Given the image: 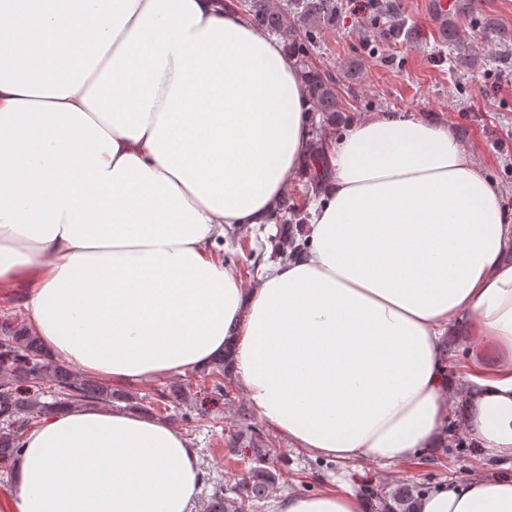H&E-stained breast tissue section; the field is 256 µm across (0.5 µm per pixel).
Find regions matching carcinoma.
<instances>
[{
  "label": "carcinoma",
  "mask_w": 512,
  "mask_h": 512,
  "mask_svg": "<svg viewBox=\"0 0 512 512\" xmlns=\"http://www.w3.org/2000/svg\"><path fill=\"white\" fill-rule=\"evenodd\" d=\"M224 7L240 13L252 25L286 41L289 56L295 58L304 77L312 112V143L303 173L308 189L318 194L333 177L325 151L323 128L341 118L339 103L341 79L332 71L313 65L312 57L320 28L336 20V0H232ZM297 213L295 204L283 198L271 213L279 224H290ZM0 473L10 474L20 449V438L27 426L23 415L35 416L58 409L71 402L118 403L131 400L123 391H115L95 380L85 378L68 366L47 357L39 339L28 329L8 320L0 321ZM56 397L43 402L42 390ZM282 474L270 467L268 450L252 449L248 467L238 482L224 491L213 486L206 512H257L263 508L269 489ZM413 490L400 487L394 493L397 507L391 512H412Z\"/></svg>",
  "instance_id": "obj_1"
}]
</instances>
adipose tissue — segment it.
<instances>
[{
	"instance_id": "obj_1",
	"label": "adipose tissue",
	"mask_w": 512,
	"mask_h": 512,
	"mask_svg": "<svg viewBox=\"0 0 512 512\" xmlns=\"http://www.w3.org/2000/svg\"><path fill=\"white\" fill-rule=\"evenodd\" d=\"M282 39L222 0H0V292L55 361L123 387L226 360L289 443L396 464L448 424L446 334L472 322L465 429L512 458V266L498 192L446 127L375 112L327 139L308 245L245 288L217 256L308 155ZM14 512H192L198 450L145 413L62 407L26 430ZM414 512H512L480 474ZM276 512H370L351 491Z\"/></svg>"
}]
</instances>
